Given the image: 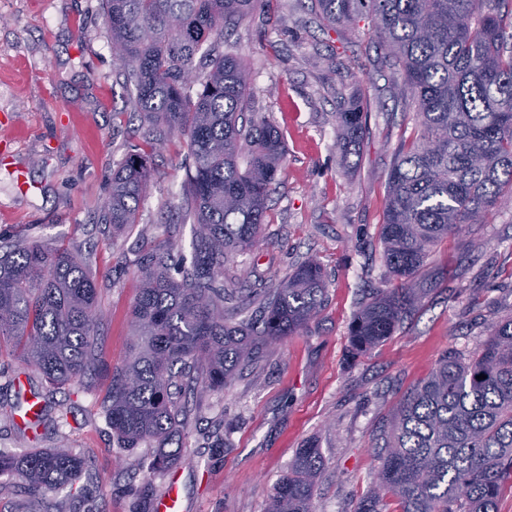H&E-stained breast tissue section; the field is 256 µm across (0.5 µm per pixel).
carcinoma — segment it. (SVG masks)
I'll list each match as a JSON object with an SVG mask.
<instances>
[{
	"mask_svg": "<svg viewBox=\"0 0 512 512\" xmlns=\"http://www.w3.org/2000/svg\"><path fill=\"white\" fill-rule=\"evenodd\" d=\"M273 0H102L131 108L152 126L112 172L99 222L118 237L138 223L151 183L148 158L168 136L191 159L184 194L197 231L191 259L171 242L137 261L139 294L127 358L107 370L101 402L120 447L155 444L152 468L181 454L180 389L188 381L222 392L269 344L299 333L322 308L326 284L310 258L263 296L224 287V265L261 241L267 202L286 159L283 134L245 119L250 74L221 51L224 30ZM504 0H315L328 26L356 23L366 6L378 46L400 68L417 124L401 142L387 179L380 224L383 256L399 288L362 303L350 328L367 352L417 307L416 277L431 249L466 224H486L512 201V10ZM368 113L349 101L337 113L336 145L360 151ZM180 267V278L170 275ZM97 285L66 247L0 242V357L17 354L51 387L83 382L95 363ZM484 374L486 378L476 379ZM320 448L298 449L266 512H313ZM85 469L60 446L0 453V476L22 488L75 483ZM512 493V312L487 330L469 357L446 351L404 395L384 434L382 467L356 512H497Z\"/></svg>",
	"mask_w": 512,
	"mask_h": 512,
	"instance_id": "obj_1",
	"label": "carcinoma"
}]
</instances>
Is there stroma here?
Here are the masks:
<instances>
[{
  "label": "stroma",
  "instance_id": "stroma-1",
  "mask_svg": "<svg viewBox=\"0 0 512 512\" xmlns=\"http://www.w3.org/2000/svg\"><path fill=\"white\" fill-rule=\"evenodd\" d=\"M314 0H278L224 38V51L250 68V109L277 126L287 156L268 200L261 243L224 269L230 288L264 292L297 264L320 263L327 297L299 334L269 345L258 365L238 372L224 392L182 389L181 457L149 467V444L123 449L101 408L107 379L44 391L47 412L27 431L8 416L13 381L32 369L0 359V450L21 453L67 444L87 468L71 487L32 498L0 494V512H134L177 479L185 512H266L268 498L298 448L315 442L324 459L314 512H355L381 466L382 430L403 394L426 378L446 350L467 355L490 324L512 311V202L487 224H468L438 246L421 268L425 294L383 344L354 353L349 327L376 289L398 287L383 258L379 224L395 150L410 133L397 87L402 77L376 48L372 23L331 28ZM112 61L101 0H0V237L24 235L64 244L91 269L101 318L95 356L116 365L132 338L141 242L172 240L190 255L195 219L182 187L187 150L178 138L153 154V179L131 233L113 236L97 216L112 171L147 125L127 112ZM368 114L359 156L336 148L343 102Z\"/></svg>",
  "mask_w": 512,
  "mask_h": 512
}]
</instances>
